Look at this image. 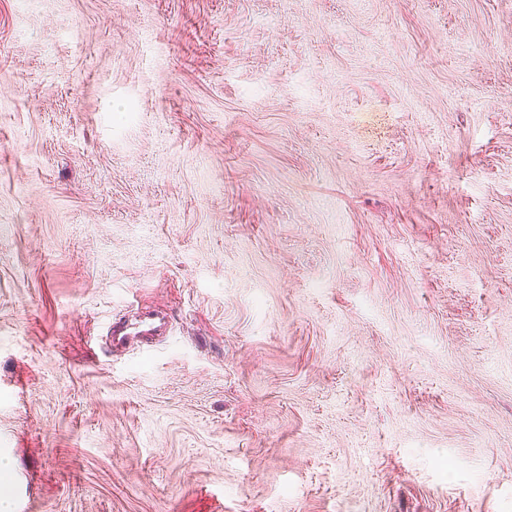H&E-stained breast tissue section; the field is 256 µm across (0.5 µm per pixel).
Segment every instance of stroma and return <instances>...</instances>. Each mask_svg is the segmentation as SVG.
<instances>
[{
    "instance_id": "1",
    "label": "stroma",
    "mask_w": 512,
    "mask_h": 512,
    "mask_svg": "<svg viewBox=\"0 0 512 512\" xmlns=\"http://www.w3.org/2000/svg\"><path fill=\"white\" fill-rule=\"evenodd\" d=\"M0 457L12 512H512V0H0ZM165 317L146 316L137 327L128 329L120 321L112 325V348L120 350L134 343L148 344V342L162 331L166 330Z\"/></svg>"
}]
</instances>
